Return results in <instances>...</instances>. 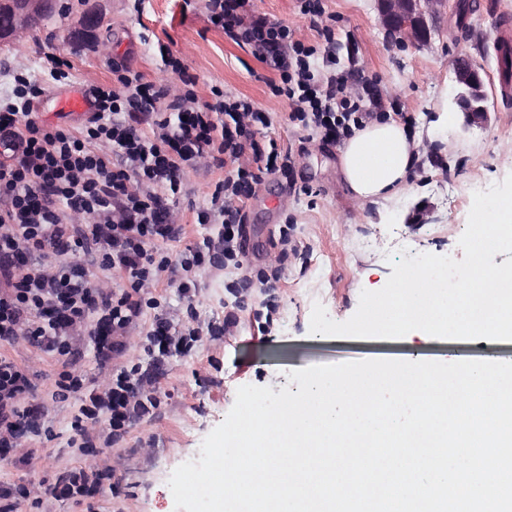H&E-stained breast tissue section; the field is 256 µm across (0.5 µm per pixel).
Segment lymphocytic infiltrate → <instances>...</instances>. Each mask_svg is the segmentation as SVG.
Returning <instances> with one entry per match:
<instances>
[{
    "instance_id": "f902f5d3",
    "label": "lymphocytic infiltrate",
    "mask_w": 512,
    "mask_h": 512,
    "mask_svg": "<svg viewBox=\"0 0 512 512\" xmlns=\"http://www.w3.org/2000/svg\"><path fill=\"white\" fill-rule=\"evenodd\" d=\"M299 2L301 14L327 39L323 51L257 11L253 0H207V10L225 36L249 46L278 73L273 90L287 101L289 121L340 142L382 101L365 74L325 75L312 64L318 52L333 63L335 47L323 24V0ZM177 75L182 87L173 91L137 73L119 74L114 86L97 89L94 111L78 134L40 122V91L27 76L15 77L12 99L0 104V341L23 339L61 357L77 337L93 342L111 377L80 409L74 431L85 446L93 443L86 423L101 412L109 414L115 442L134 418L149 414L157 405L155 370L201 339V326L181 325L159 312L151 285L167 282L190 300L201 270L231 266L242 272L248 262L244 204L264 176L291 166L288 152L257 137L271 123L268 112L224 94L199 104L194 76L182 68ZM202 159L225 174L197 221L220 229L202 246L172 257L159 253L158 245L182 234L167 194ZM36 254L51 259V266H34ZM80 254L93 256L94 267L77 262ZM108 271L123 274L125 285L102 288L100 275ZM281 275L278 265L257 278L242 272L233 289L235 307H243L252 288H276ZM148 307L157 311L142 340L148 364L120 362L121 337L137 328ZM33 388L24 367L0 357L1 462H17L22 439L41 431L42 415L29 403Z\"/></svg>"
}]
</instances>
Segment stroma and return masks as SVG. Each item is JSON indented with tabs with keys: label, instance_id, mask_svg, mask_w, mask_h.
<instances>
[{
	"label": "stroma",
	"instance_id": "stroma-1",
	"mask_svg": "<svg viewBox=\"0 0 512 512\" xmlns=\"http://www.w3.org/2000/svg\"><path fill=\"white\" fill-rule=\"evenodd\" d=\"M255 9L294 30L305 45L321 38L298 0H253ZM327 24L336 43V67L364 72L376 82L384 111L406 118L411 129L431 121L454 95L453 61L463 56L486 81L488 114L468 125L455 116L447 142L428 144L415 164L408 189L392 202L356 200L340 170V145L309 136L286 120L287 104L274 95L276 73L258 61L248 46L225 37L207 19L205 0H72L69 10L26 32L19 45L0 50V100L10 98L13 75L26 74L41 88L39 119L45 124L81 130L85 115L58 112L56 95L66 92L93 96L112 85L129 68L145 81L179 87L168 58H176L197 78L201 102L216 93L235 94L271 112L273 123L261 136L274 140L295 161L289 175L264 178L244 210L250 235L246 243L253 274L267 270L281 250L280 234H288L295 251L284 262L285 275L273 297L252 290L238 312L234 335L202 336L190 355L166 360L156 380L160 402L153 413L134 420L122 441L84 455L72 439V425L83 394L98 390L109 378L95 357L94 345L81 339L70 355L31 346L26 341L0 342V354L26 368L37 403L46 414L39 436L26 441L24 464L0 465V486L38 489L62 475L92 464L111 466L92 498L27 497L17 512H175L169 478L192 458L204 438L232 409L244 385L280 391L290 371L314 365L367 359L405 358L453 362L496 358L512 361V341L487 346L481 340L417 337L354 338L311 334L314 304H322L337 322L356 312L362 290L381 289L392 273L390 257L431 253L462 259L464 233L473 195L502 183L512 174V71L506 70L503 49H512V34L496 27L501 16L512 19V0H452L432 20L430 43L420 47L392 41L378 19L374 0H325ZM101 15L104 50L69 44L66 36L83 7ZM66 60L68 76L56 80L45 56ZM223 170L201 167L188 171L180 192L169 203L183 226L179 241L165 245L173 254L216 235L218 225L200 224L199 211L210 206L213 184ZM426 211L417 224L414 213ZM236 269L203 270L194 301L159 283L153 295L161 310L185 313L195 306L201 322L223 324L225 306L233 302L229 288ZM81 375L82 394L60 396L61 373Z\"/></svg>",
	"mask_w": 512,
	"mask_h": 512
}]
</instances>
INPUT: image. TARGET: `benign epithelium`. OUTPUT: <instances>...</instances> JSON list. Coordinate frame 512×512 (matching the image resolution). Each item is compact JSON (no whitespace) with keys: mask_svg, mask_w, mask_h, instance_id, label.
Listing matches in <instances>:
<instances>
[{"mask_svg":"<svg viewBox=\"0 0 512 512\" xmlns=\"http://www.w3.org/2000/svg\"><path fill=\"white\" fill-rule=\"evenodd\" d=\"M382 26L391 38L404 43L409 41L426 45L431 40L427 18L449 4V0H375ZM58 7L57 0H0V48L18 44L20 33L32 28L52 15ZM100 17L92 10L84 11L68 36L77 43L98 41ZM455 95L452 111L463 115L464 122L475 124L488 112L486 85L480 72L461 59L454 63Z\"/></svg>","mask_w":512,"mask_h":512,"instance_id":"obj_1","label":"benign epithelium"}]
</instances>
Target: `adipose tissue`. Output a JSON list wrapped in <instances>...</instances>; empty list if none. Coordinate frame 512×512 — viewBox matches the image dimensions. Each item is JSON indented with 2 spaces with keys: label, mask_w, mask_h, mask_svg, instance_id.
I'll use <instances>...</instances> for the list:
<instances>
[{
  "label": "adipose tissue",
  "mask_w": 512,
  "mask_h": 512,
  "mask_svg": "<svg viewBox=\"0 0 512 512\" xmlns=\"http://www.w3.org/2000/svg\"><path fill=\"white\" fill-rule=\"evenodd\" d=\"M448 117L440 115L432 123L426 138L409 135L405 126L393 115H383L353 130L341 152L344 180L361 201H391L409 186L415 160L425 143L444 137Z\"/></svg>",
  "instance_id": "obj_1"
}]
</instances>
